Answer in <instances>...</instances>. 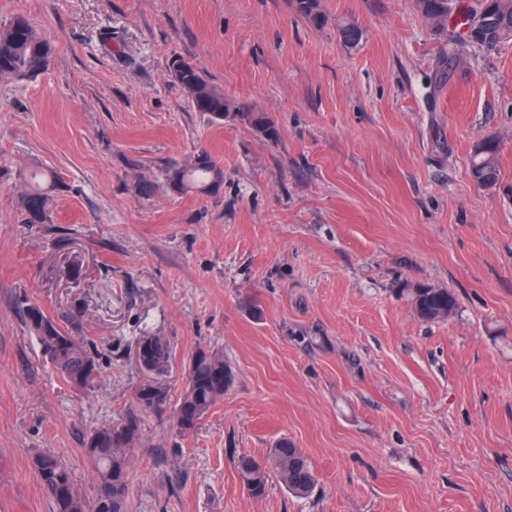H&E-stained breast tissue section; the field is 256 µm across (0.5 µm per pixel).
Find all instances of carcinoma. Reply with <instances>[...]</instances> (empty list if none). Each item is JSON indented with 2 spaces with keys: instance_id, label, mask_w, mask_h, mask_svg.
Instances as JSON below:
<instances>
[{
  "instance_id": "cac0c4a2",
  "label": "carcinoma",
  "mask_w": 512,
  "mask_h": 512,
  "mask_svg": "<svg viewBox=\"0 0 512 512\" xmlns=\"http://www.w3.org/2000/svg\"><path fill=\"white\" fill-rule=\"evenodd\" d=\"M415 5L434 26L435 32L444 37L450 64L461 61L470 46L493 50L512 40V0H415ZM295 6L313 24H322L319 0H295ZM339 37L345 45L353 47L361 40L362 32L354 24H344L339 28ZM53 53L51 40L22 15L0 27L1 79L21 81L37 77L48 69ZM169 76L186 93L192 107L207 114L212 121L222 123L229 118L249 125L267 141L279 139V128L268 116L227 99L224 92L212 85L193 63L182 57L174 58L169 66ZM498 151V143L493 139L484 140L475 148L471 172L477 184L490 186L496 183ZM29 179L28 189L19 198L22 223L49 224L52 189L58 176L55 171L46 169L32 172ZM223 183L224 170L204 151L196 154L192 162L173 166L167 174V185L175 192L188 189L209 192L219 189ZM397 292L425 321L445 320L457 308L455 294L446 288L404 282ZM23 316L44 354L49 356L64 379L78 385L93 380L95 359L58 321L34 304L23 307ZM231 382L232 371L224 357L198 349L189 362L187 387L173 409L176 428L184 434L194 431L224 396ZM167 398V391H154L143 385L135 393L136 402L143 411L161 408ZM137 425V419L131 417L121 425L95 430L84 441L85 454L96 473L94 512H129L128 481L120 482V488H115L114 473L126 471L125 461L118 456L117 450L128 446ZM32 466L51 499L53 512H87L86 501L64 462L50 453H42L32 459ZM238 469L246 490L255 498L265 495L271 471L277 474L288 491L297 495L309 494L316 484L315 472L304 452L286 440L270 449L263 463L251 457L240 458Z\"/></svg>"
}]
</instances>
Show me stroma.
<instances>
[{"instance_id":"stroma-1","label":"stroma","mask_w":512,"mask_h":512,"mask_svg":"<svg viewBox=\"0 0 512 512\" xmlns=\"http://www.w3.org/2000/svg\"><path fill=\"white\" fill-rule=\"evenodd\" d=\"M320 4L317 26L294 0H0V26L26 16L55 46L38 77L0 79V512H52L44 452L93 501L84 441L132 415L129 512H512V42L451 66L411 0ZM176 56L279 139L195 111ZM489 138L487 188L470 158ZM203 150L220 189L167 188ZM40 165L59 176L51 221L25 224ZM402 282L458 307L423 322ZM27 301L84 341L91 386L43 356ZM148 335L170 342L163 372L136 362ZM200 348L233 381L182 434ZM148 381L160 410L135 401ZM282 438L316 489L273 477L250 497L239 458ZM498 151V143L493 139L484 140L475 148L471 158V172L477 184L490 186L496 183Z\"/></svg>"}]
</instances>
